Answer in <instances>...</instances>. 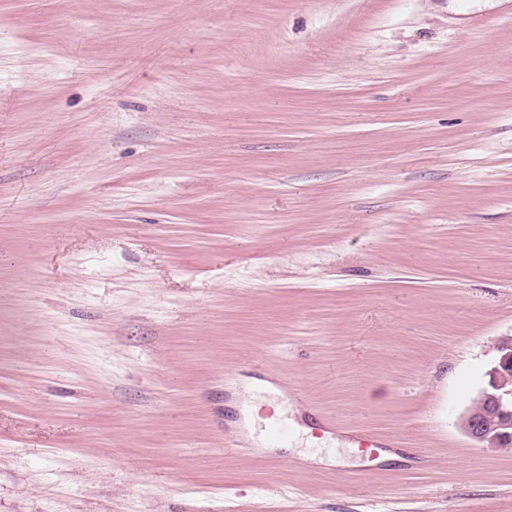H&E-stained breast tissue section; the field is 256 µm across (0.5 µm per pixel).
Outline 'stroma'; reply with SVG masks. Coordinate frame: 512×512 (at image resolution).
<instances>
[{
  "label": "stroma",
  "instance_id": "1",
  "mask_svg": "<svg viewBox=\"0 0 512 512\" xmlns=\"http://www.w3.org/2000/svg\"><path fill=\"white\" fill-rule=\"evenodd\" d=\"M510 335L512 0H0V512H512ZM502 353L490 372V389L482 391L460 425L477 444L490 448L511 447L512 436V336L498 340Z\"/></svg>",
  "mask_w": 512,
  "mask_h": 512
}]
</instances>
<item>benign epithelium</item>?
Instances as JSON below:
<instances>
[{"label": "benign epithelium", "instance_id": "benign-epithelium-1", "mask_svg": "<svg viewBox=\"0 0 512 512\" xmlns=\"http://www.w3.org/2000/svg\"><path fill=\"white\" fill-rule=\"evenodd\" d=\"M501 357L490 372L489 388L482 391L460 425L474 442L490 447L512 445V336L498 340Z\"/></svg>", "mask_w": 512, "mask_h": 512}]
</instances>
